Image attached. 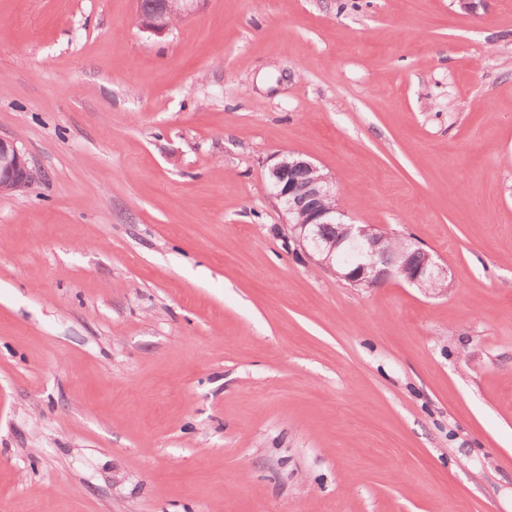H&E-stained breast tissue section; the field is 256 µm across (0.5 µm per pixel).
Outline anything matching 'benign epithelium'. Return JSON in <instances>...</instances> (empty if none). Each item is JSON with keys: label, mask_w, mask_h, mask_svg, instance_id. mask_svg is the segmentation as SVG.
Returning a JSON list of instances; mask_svg holds the SVG:
<instances>
[{"label": "benign epithelium", "mask_w": 512, "mask_h": 512, "mask_svg": "<svg viewBox=\"0 0 512 512\" xmlns=\"http://www.w3.org/2000/svg\"><path fill=\"white\" fill-rule=\"evenodd\" d=\"M205 0H137L140 29L156 37L170 32L176 20L196 10ZM271 196L288 215V224L298 242L325 269L336 271L341 263V277L352 285L365 288L381 286L391 280L423 288L428 281H445L448 270L431 255L418 265L408 263L409 252L419 248L406 243L404 249L390 252L383 247L385 233L369 224L345 220L346 212L334 204L336 182L323 174L313 162L293 153L281 155L269 168ZM42 179L41 170L32 165L16 144L0 137V195L24 191ZM321 224H335L337 234L324 238Z\"/></svg>", "instance_id": "obj_1"}]
</instances>
